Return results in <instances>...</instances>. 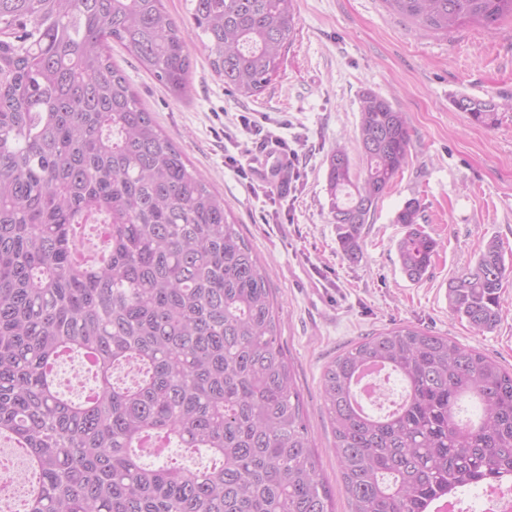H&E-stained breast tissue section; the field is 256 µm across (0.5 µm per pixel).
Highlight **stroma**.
<instances>
[{
  "label": "stroma",
  "mask_w": 512,
  "mask_h": 512,
  "mask_svg": "<svg viewBox=\"0 0 512 512\" xmlns=\"http://www.w3.org/2000/svg\"><path fill=\"white\" fill-rule=\"evenodd\" d=\"M185 27L192 60L186 97L173 98L127 52L113 48L156 123L224 199L266 268L281 309L282 341L295 369L320 474L336 512H349L324 410L323 372L345 347L373 331L413 325L475 347L512 369V275L501 289L502 317L477 334L448 307V283L490 240L512 264V111L493 126L474 123L455 99L512 98V18L425 34L382 0H298V25L274 80L242 98L213 74L190 19V0H165ZM372 90L405 112L407 165L362 230L363 258L343 259L331 222L325 159L346 145L357 173L359 96ZM281 137L294 157L288 187L251 193L245 183L261 143ZM420 203L418 222L440 249L417 282L403 273L396 216Z\"/></svg>",
  "instance_id": "stroma-1"
}]
</instances>
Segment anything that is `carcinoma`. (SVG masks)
<instances>
[{"label": "carcinoma", "mask_w": 512, "mask_h": 512, "mask_svg": "<svg viewBox=\"0 0 512 512\" xmlns=\"http://www.w3.org/2000/svg\"><path fill=\"white\" fill-rule=\"evenodd\" d=\"M212 72L250 98L279 70L297 0H192ZM425 32L512 17V0H383ZM171 95L188 92L191 57L163 0H0V439L39 472L24 512H334L301 394L281 341L264 266L224 200L188 167L112 45ZM490 127L511 103L461 97ZM354 174L326 157L329 213L344 259L407 164L405 113L365 90ZM406 202L396 223L402 271L426 274L439 243ZM102 225L97 256L83 229ZM509 268L490 240L448 286L476 333L500 321ZM65 353L86 358L90 393L59 389ZM382 365L405 387L382 416L354 382ZM135 372L132 383L117 377ZM324 407L351 512H436L464 488L512 477V372L480 351L411 325L384 328L326 367ZM174 445L211 463L143 459Z\"/></svg>", "instance_id": "1"}]
</instances>
